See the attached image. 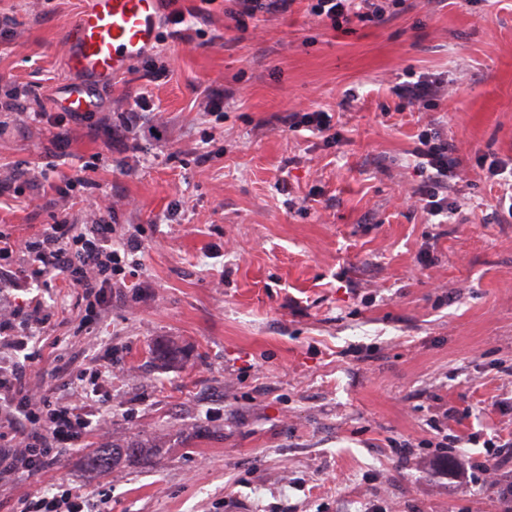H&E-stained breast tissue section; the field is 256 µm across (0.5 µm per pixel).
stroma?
I'll return each mask as SVG.
<instances>
[{
    "instance_id": "1",
    "label": "stroma",
    "mask_w": 512,
    "mask_h": 512,
    "mask_svg": "<svg viewBox=\"0 0 512 512\" xmlns=\"http://www.w3.org/2000/svg\"><path fill=\"white\" fill-rule=\"evenodd\" d=\"M81 6L0 0V100L52 103ZM194 25L189 45L160 32L87 120L0 112V229L28 239L62 214L84 224L109 198L113 244L137 240L141 265L92 326L61 283L6 289L51 315L29 384L77 402L76 372L103 365L112 396L80 447L0 490V512L61 483L92 512H500L430 460L444 440L473 461L492 442L512 483V222L496 220L503 189L475 158L512 157V0H406L342 31L296 0L243 32L215 0ZM409 71L447 79V95L404 103L393 88ZM226 88L224 111H205ZM142 94L154 109L134 138ZM318 108L338 142L279 121ZM427 126L462 160L442 224L415 202ZM79 167L85 186L60 202L59 175ZM169 344L179 358L156 359ZM57 356L71 373H53ZM134 441L150 465L86 463Z\"/></svg>"
}]
</instances>
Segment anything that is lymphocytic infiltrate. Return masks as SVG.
<instances>
[{"label": "lymphocytic infiltrate", "mask_w": 512, "mask_h": 512, "mask_svg": "<svg viewBox=\"0 0 512 512\" xmlns=\"http://www.w3.org/2000/svg\"><path fill=\"white\" fill-rule=\"evenodd\" d=\"M296 0H230L224 16L234 27L248 21L284 14ZM402 0H308V12L332 29L353 23L377 25ZM413 153L422 181L417 195L427 214H448V181L456 177L460 160L453 145L433 128L421 130ZM113 206H104L91 223L73 227L68 221L44 227L38 237L18 239L0 231V260L8 264L12 283L50 284L65 278L78 290L88 311L105 302L115 276L133 279L139 265L126 262L112 246ZM17 311L0 308V342L23 353L20 361L0 360V481L18 474L41 473L54 466L65 449L75 448L91 426L88 406L60 401L27 383L30 364L39 360L28 350L30 336L18 330ZM87 498L66 486L54 493L18 497L19 512H85Z\"/></svg>", "instance_id": "f902f5d3"}]
</instances>
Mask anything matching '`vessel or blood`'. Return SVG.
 <instances>
[{"instance_id": "b4317fda", "label": "vessel or blood", "mask_w": 512, "mask_h": 512, "mask_svg": "<svg viewBox=\"0 0 512 512\" xmlns=\"http://www.w3.org/2000/svg\"><path fill=\"white\" fill-rule=\"evenodd\" d=\"M160 26V0H84L64 35L72 81L55 107L94 111L100 92L153 49Z\"/></svg>"}]
</instances>
